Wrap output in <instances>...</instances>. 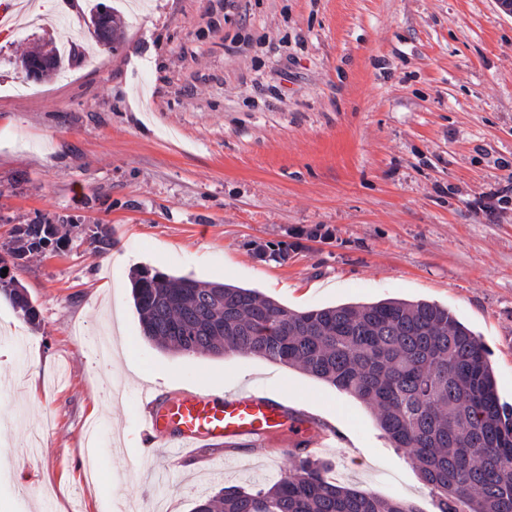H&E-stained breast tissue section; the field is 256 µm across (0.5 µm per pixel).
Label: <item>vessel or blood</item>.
Wrapping results in <instances>:
<instances>
[{"label":"vessel or blood","instance_id":"vessel-or-blood-1","mask_svg":"<svg viewBox=\"0 0 512 512\" xmlns=\"http://www.w3.org/2000/svg\"><path fill=\"white\" fill-rule=\"evenodd\" d=\"M141 427L166 448L173 464L200 442L228 448L263 447L283 434L306 449L321 446L335 431L278 396L255 387L221 394L185 389L167 395L145 392Z\"/></svg>","mask_w":512,"mask_h":512}]
</instances>
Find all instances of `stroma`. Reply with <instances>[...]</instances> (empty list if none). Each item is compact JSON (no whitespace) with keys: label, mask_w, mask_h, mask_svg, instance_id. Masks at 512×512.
I'll use <instances>...</instances> for the list:
<instances>
[{"label":"stroma","mask_w":512,"mask_h":512,"mask_svg":"<svg viewBox=\"0 0 512 512\" xmlns=\"http://www.w3.org/2000/svg\"><path fill=\"white\" fill-rule=\"evenodd\" d=\"M86 3L34 0L39 27L0 37V246L21 224L74 227L10 270L39 328L0 297V512H191L278 480L299 456L285 441L204 446L174 470L138 425L143 387L243 383L338 430L318 452L330 480L435 512L371 408L259 357L162 349L131 281L232 283L296 311L433 301L489 349L512 403V15L495 0H112V51L88 40ZM60 39L76 44L65 69L24 79L18 42ZM284 244V261L258 255Z\"/></svg>","instance_id":"obj_1"}]
</instances>
